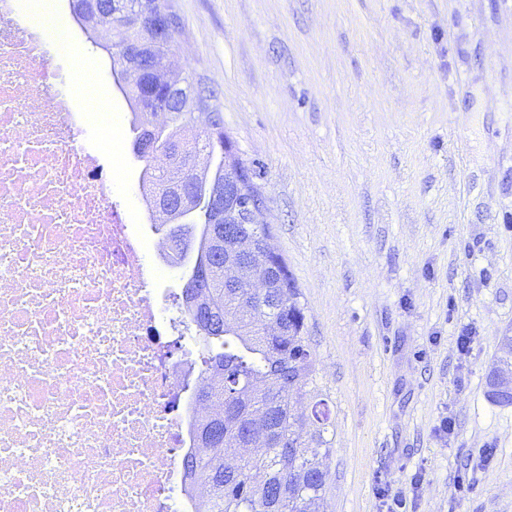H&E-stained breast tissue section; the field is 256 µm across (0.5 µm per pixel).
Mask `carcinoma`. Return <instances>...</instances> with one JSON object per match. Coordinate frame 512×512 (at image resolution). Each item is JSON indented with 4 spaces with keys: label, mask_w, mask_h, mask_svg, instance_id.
Instances as JSON below:
<instances>
[{
    "label": "carcinoma",
    "mask_w": 512,
    "mask_h": 512,
    "mask_svg": "<svg viewBox=\"0 0 512 512\" xmlns=\"http://www.w3.org/2000/svg\"><path fill=\"white\" fill-rule=\"evenodd\" d=\"M84 29L126 25L112 44V68L125 75L122 94L135 119L133 144L161 149L167 160L149 155L142 187L147 206L169 208L163 237L174 226L180 240L198 242L191 274L201 288L183 289L185 317L203 339L202 375L210 383L199 397L220 409L190 424L193 449L183 458L187 485L205 482L211 497L197 512H323L327 481L323 457L330 409L319 392L316 360L306 337L305 305L285 263L263 271L269 287L248 302L253 280L228 279L245 265L243 253L224 245L229 231L253 248L268 245V224H228L211 197L224 190V133L221 112L194 81L167 80L162 52L174 58L175 38L147 34L136 21L154 24L169 15L173 33L180 19L169 0H70ZM156 90L155 104L142 103L144 87ZM166 110L165 120L155 109Z\"/></svg>",
    "instance_id": "obj_1"
}]
</instances>
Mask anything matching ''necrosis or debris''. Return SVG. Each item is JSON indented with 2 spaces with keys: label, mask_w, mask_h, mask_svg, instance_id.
I'll list each match as a JSON object with an SVG mask.
<instances>
[{
  "label": "necrosis or debris",
  "mask_w": 512,
  "mask_h": 512,
  "mask_svg": "<svg viewBox=\"0 0 512 512\" xmlns=\"http://www.w3.org/2000/svg\"><path fill=\"white\" fill-rule=\"evenodd\" d=\"M71 46L0 0V512H195L168 245L112 203Z\"/></svg>",
  "instance_id": "1"
}]
</instances>
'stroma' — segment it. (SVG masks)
I'll use <instances>...</instances> for the list:
<instances>
[{"label":"stroma","mask_w":512,"mask_h":512,"mask_svg":"<svg viewBox=\"0 0 512 512\" xmlns=\"http://www.w3.org/2000/svg\"><path fill=\"white\" fill-rule=\"evenodd\" d=\"M171 5L306 307L325 512H512V404L487 386L512 336V0ZM74 45L131 138L108 40ZM116 163L114 204L153 231L142 161Z\"/></svg>","instance_id":"stroma-1"}]
</instances>
